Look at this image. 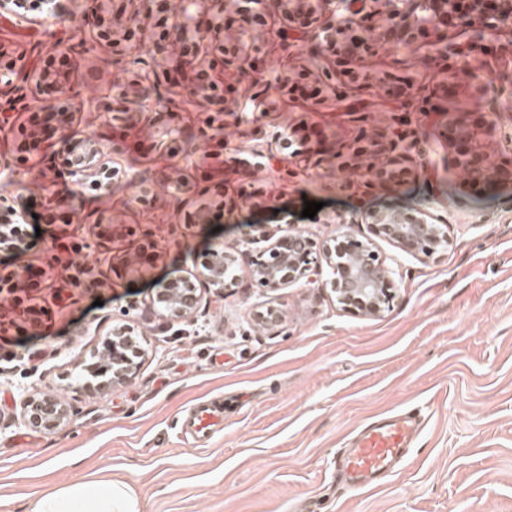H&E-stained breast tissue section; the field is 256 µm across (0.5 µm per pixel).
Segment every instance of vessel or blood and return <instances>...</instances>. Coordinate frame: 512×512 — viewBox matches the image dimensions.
Here are the masks:
<instances>
[{
    "instance_id": "1",
    "label": "vessel or blood",
    "mask_w": 512,
    "mask_h": 512,
    "mask_svg": "<svg viewBox=\"0 0 512 512\" xmlns=\"http://www.w3.org/2000/svg\"><path fill=\"white\" fill-rule=\"evenodd\" d=\"M180 421L200 445H207L224 430V405L215 399L199 401L185 410ZM420 433L419 416L411 411L365 424L337 455V479L358 490L381 485L408 460Z\"/></svg>"
}]
</instances>
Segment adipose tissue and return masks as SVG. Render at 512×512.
Segmentation results:
<instances>
[{"instance_id": "ef3b65f1", "label": "adipose tissue", "mask_w": 512, "mask_h": 512, "mask_svg": "<svg viewBox=\"0 0 512 512\" xmlns=\"http://www.w3.org/2000/svg\"><path fill=\"white\" fill-rule=\"evenodd\" d=\"M24 512H140V507L129 485L80 481L30 500Z\"/></svg>"}]
</instances>
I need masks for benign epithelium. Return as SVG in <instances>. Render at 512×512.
Masks as SVG:
<instances>
[{"label": "benign epithelium", "instance_id": "benign-epithelium-1", "mask_svg": "<svg viewBox=\"0 0 512 512\" xmlns=\"http://www.w3.org/2000/svg\"><path fill=\"white\" fill-rule=\"evenodd\" d=\"M133 9H113L106 0H70L64 13H55L44 32L50 38L48 55L59 58L61 67L31 68L20 82L6 80L0 96L8 107L0 110V123L6 113L23 104V108L40 113V119L30 132L32 143L44 142L53 153L63 157L66 173L76 186L88 177H110L117 172L110 154L121 151L122 136L102 144L93 135L74 136L71 124L73 100L82 90L70 82L72 69L69 54L80 51L93 54L98 48L111 49L114 60L120 61L131 47L145 53L131 65L121 67L109 83L115 95L138 104L139 111L150 109V94L146 91L147 61L165 67L167 75H176L172 85L186 89L196 103L212 108L205 126L193 134L185 128L151 130V137H176L190 143L194 135L206 137L224 146L225 122H214L235 112L223 106L222 97L201 83L208 70L220 62L238 68L246 77L257 70L251 51L238 46L248 43L247 32L231 29L222 22L202 26L193 40L172 36L187 12L220 16L227 9L225 0H130ZM236 11L251 14L257 25H265V12L271 10L288 19L289 25L277 31L284 43H313L331 53V65L336 75L354 82L358 78L355 65L362 51L371 45L388 49L425 45L430 64L448 71L452 77L475 78L472 62L492 55L512 56V0H235ZM494 82L476 84L482 96L496 92L495 100L512 103V71L508 74L488 70ZM39 102L34 108L26 103V90ZM87 104L97 112L101 124L110 126L117 119L110 97H91ZM497 106L489 112H461L458 120L448 125V153L462 187L480 192L490 186L512 185V153L492 154L487 141L498 129L500 112ZM358 137L343 152L335 149L328 139L316 142L317 153L336 161L339 171L356 175L362 169L371 178L362 182L365 190L392 189L400 178L414 173L416 167L428 170L426 150L411 153L403 145L405 134L395 131L386 140L373 139L363 145ZM367 225L368 235L357 237L344 233L330 243L317 245L310 237L299 233L282 236L263 235L258 241L265 246L251 260V276L256 285L276 289L308 277L325 268L336 302L346 310L366 317H378L394 298L393 265L381 256L374 239H385L401 250L431 258L447 247L448 236L442 225L430 221L423 212L397 213L392 219L374 214ZM238 261L236 252L219 244L211 249L208 272L194 283L189 277L179 278L160 289V307L154 312L162 319L190 320L195 317L212 289L222 291L234 286L235 279H224V272ZM21 287L14 276L0 284V326L14 324L9 314H21L13 290ZM112 347V378L107 381H87V390H104L121 386L134 376L137 364L126 354L134 339L113 333L106 342ZM20 422L24 425L53 430L65 424L70 410L57 397L25 395L20 399Z\"/></svg>", "mask_w": 512, "mask_h": 512}]
</instances>
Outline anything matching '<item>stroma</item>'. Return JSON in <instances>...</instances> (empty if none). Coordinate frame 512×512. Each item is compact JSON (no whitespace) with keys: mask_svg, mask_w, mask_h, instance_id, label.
Wrapping results in <instances>:
<instances>
[{"mask_svg":"<svg viewBox=\"0 0 512 512\" xmlns=\"http://www.w3.org/2000/svg\"><path fill=\"white\" fill-rule=\"evenodd\" d=\"M268 19L256 33L263 82L218 75L236 84L235 102L263 94L267 112L244 113L225 127L226 156L275 155L276 165L241 174L209 157L210 146L170 155L161 148L115 156L121 175L111 193L85 192L72 200L76 217L49 216L42 195L70 194L40 157L19 159V127L28 114L12 112L0 126V197L40 217V237L23 251L0 249V274L32 264L44 269L38 326L0 328V512H20L30 500L69 480L129 484L141 512H512V187L463 194L445 163L441 136L460 106L477 102L474 81H458L455 97L403 106L389 98L395 80L424 91L447 74L425 67L423 50L365 57L364 77L323 103L294 101L274 84L288 73L323 72V54L282 44ZM42 29L17 26L0 8V43L42 65L36 45ZM367 108L349 111L354 100ZM319 125L342 141L403 130L420 140L432 169L408 179L399 192L343 189L344 173L325 162L296 174L298 158L283 134L298 124ZM235 193L243 182L262 191L221 220L187 223L215 211L220 197L205 191L202 172ZM177 173L174 191L163 177ZM149 178L152 199L136 201L127 177ZM321 205L304 217L305 202ZM418 210L445 224L450 244L434 257L402 252L376 240L396 262V297L377 317L342 310L329 288L305 279L277 289L255 286L249 253L261 233L301 232L322 242L349 232L366 234L371 213ZM117 233L96 238L99 214ZM151 232L161 258L143 276L117 274L116 264ZM237 248V283L211 296L194 322L165 321L151 309L171 279L200 272L214 243ZM89 244L88 253L71 252ZM89 262L102 288L85 291L67 280L69 262ZM277 310L274 325L260 312ZM126 324L146 348L124 385L92 393L72 374L90 361L113 328ZM51 393L72 409L54 431L28 428L16 418L20 394ZM224 399V431L198 445L179 428L187 406ZM401 408L423 411L424 427L411 461L381 486L342 489L328 468L337 448L360 425Z\"/></svg>","mask_w":512,"mask_h":512,"instance_id":"35a3bbf8","label":"stroma"}]
</instances>
